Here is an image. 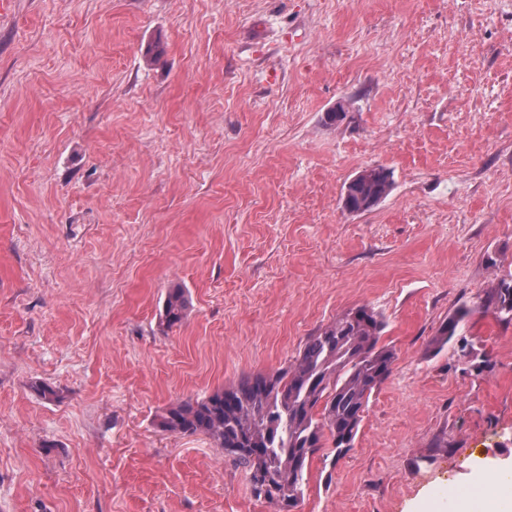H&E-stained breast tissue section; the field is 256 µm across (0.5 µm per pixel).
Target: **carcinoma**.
Listing matches in <instances>:
<instances>
[{
  "label": "carcinoma",
  "mask_w": 512,
  "mask_h": 512,
  "mask_svg": "<svg viewBox=\"0 0 512 512\" xmlns=\"http://www.w3.org/2000/svg\"><path fill=\"white\" fill-rule=\"evenodd\" d=\"M375 171L346 186L348 209L367 211L388 195L390 171ZM486 304L500 319L512 321V277L497 281ZM188 308L186 291L170 289L162 324H182ZM465 317L443 322L431 346L443 349ZM383 330L374 309H348L307 337L290 365L245 376L202 399L177 401L160 416L159 426L210 438L245 469L256 498L274 505L275 512H290L304 497L310 460L327 440L337 457L353 448L371 395L390 376L396 354L380 344Z\"/></svg>",
  "instance_id": "obj_1"
}]
</instances>
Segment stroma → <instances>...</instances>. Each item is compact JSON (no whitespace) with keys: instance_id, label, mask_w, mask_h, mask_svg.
<instances>
[{"instance_id":"obj_1","label":"stroma","mask_w":512,"mask_h":512,"mask_svg":"<svg viewBox=\"0 0 512 512\" xmlns=\"http://www.w3.org/2000/svg\"><path fill=\"white\" fill-rule=\"evenodd\" d=\"M378 165L388 195L346 211ZM509 275L512 0L0 12V512H274L157 417L362 305L392 372L297 512H473L444 489L512 464V321L482 306ZM189 308V300L183 288L168 291L163 304L162 324L167 328L181 325ZM468 312H464L460 315H453L441 324L436 336L431 340V346L434 349L441 350L445 345L448 344L455 336H457L459 324L464 320Z\"/></svg>"}]
</instances>
